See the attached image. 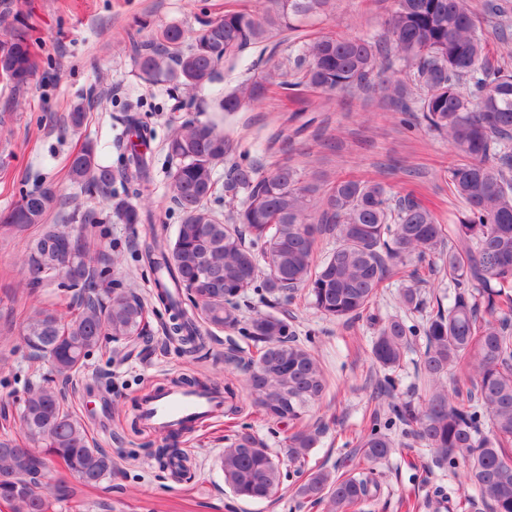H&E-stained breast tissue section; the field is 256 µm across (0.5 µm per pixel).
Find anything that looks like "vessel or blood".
I'll return each mask as SVG.
<instances>
[{"mask_svg":"<svg viewBox=\"0 0 512 512\" xmlns=\"http://www.w3.org/2000/svg\"><path fill=\"white\" fill-rule=\"evenodd\" d=\"M221 398L211 391L164 389L144 402L139 411L142 421L160 432L197 428L205 419L218 414Z\"/></svg>","mask_w":512,"mask_h":512,"instance_id":"1","label":"vessel or blood"}]
</instances>
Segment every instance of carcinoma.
I'll use <instances>...</instances> for the list:
<instances>
[{
	"mask_svg": "<svg viewBox=\"0 0 512 512\" xmlns=\"http://www.w3.org/2000/svg\"><path fill=\"white\" fill-rule=\"evenodd\" d=\"M334 4L263 0L257 13L226 9L202 21L191 37L168 24L134 44L131 59L145 82L172 83L191 92L182 105L192 107L195 94L220 81L221 70H232L248 49L288 43V54L255 79L215 93L207 102L214 112H238L262 99L270 86L293 91L302 112L308 102L300 92L308 88L381 93L405 127L423 125L453 147L448 190L461 204L453 236L428 204L414 197L393 201L373 179L340 178L317 205L316 187L286 163L266 175L252 164H233L229 188L244 200L226 223L211 199L216 165L233 146L214 125L186 119L166 142L174 161L168 190L180 224L172 240L154 241L143 256L154 274L157 301L168 314L169 339L187 355L205 348L198 321L237 328L236 310L250 289L272 306L305 290L325 317L352 320L370 309L393 275L418 281L422 262L428 261L448 277V305L438 299L427 313L420 289L404 288L405 312L425 318L420 324L390 318L372 342L375 363L394 372L413 340H424L421 404L392 400L388 408L437 458L453 468L463 466L467 483L491 512H512V72L491 55L470 0H393L380 37L288 38L302 19ZM10 16L13 22L0 38V76L20 93L33 81L36 62L29 25L19 10L3 18ZM129 126L136 141L122 158L123 183L126 195L137 196L150 173L149 156L141 150L148 125L132 115ZM68 177L85 193L112 200V166L101 161L94 143L70 156ZM62 205L51 186L28 191L0 217V226L6 232L42 226L24 258L27 285L35 288L59 277L60 286L80 300V311L68 321L41 309L24 327L33 355L55 353L52 371L68 379L104 338L148 335V320L141 297L110 280L111 266L122 262L120 253H93L83 236L47 223L50 211ZM114 217L131 226L154 220L151 210L125 200L113 205L111 215L87 209L79 220L102 224ZM323 233L336 234V247L317 263L314 243ZM50 242L72 258L62 277L54 259L45 256ZM244 333L258 352L245 363L249 394L265 419L297 426L287 438L288 458L302 466L320 434L303 420L326 393L323 368L310 340L296 336L284 314L259 313ZM184 385L222 393L224 417L239 415L232 380L194 378ZM21 426L40 450L0 439V502L12 512H51L53 502L68 496L67 485L45 481L56 463L86 486L112 477V455L90 443L57 387L43 384L28 391ZM163 440L154 452L160 464L189 461L177 447V436ZM357 448L364 459L379 463L390 456L394 442L375 416L360 430ZM220 469L232 493L253 502L269 498L282 478L279 460L248 428L234 432ZM17 473L26 477L21 486L13 482ZM375 487L368 475L315 470L297 493L325 505L326 512H348L372 498Z\"/></svg>",
	"mask_w": 512,
	"mask_h": 512,
	"instance_id": "cac0c4a2",
	"label": "carcinoma"
}]
</instances>
